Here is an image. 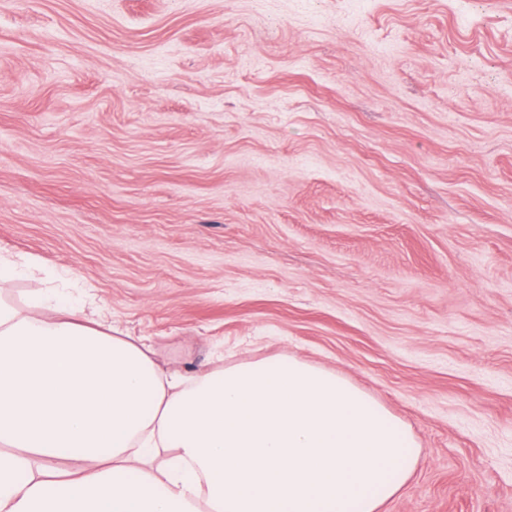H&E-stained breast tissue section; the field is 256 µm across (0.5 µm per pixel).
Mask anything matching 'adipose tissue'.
Returning a JSON list of instances; mask_svg holds the SVG:
<instances>
[{"label":"adipose tissue","instance_id":"adipose-tissue-1","mask_svg":"<svg viewBox=\"0 0 512 512\" xmlns=\"http://www.w3.org/2000/svg\"><path fill=\"white\" fill-rule=\"evenodd\" d=\"M418 453L301 360L188 381L64 298H0V512H380Z\"/></svg>","mask_w":512,"mask_h":512}]
</instances>
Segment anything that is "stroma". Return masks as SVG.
<instances>
[{
    "mask_svg": "<svg viewBox=\"0 0 512 512\" xmlns=\"http://www.w3.org/2000/svg\"><path fill=\"white\" fill-rule=\"evenodd\" d=\"M0 286L412 432L382 512H512V0H0Z\"/></svg>",
    "mask_w": 512,
    "mask_h": 512,
    "instance_id": "1",
    "label": "stroma"
}]
</instances>
